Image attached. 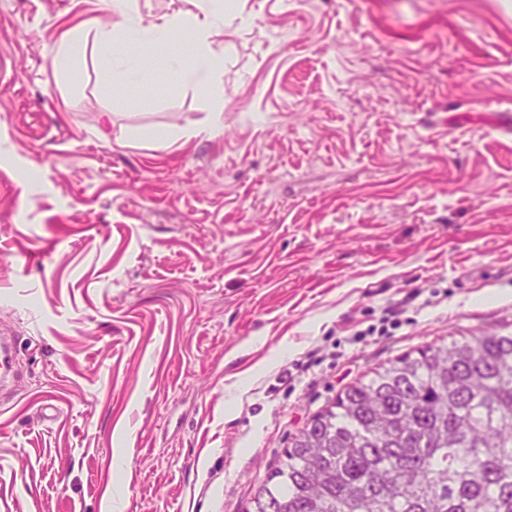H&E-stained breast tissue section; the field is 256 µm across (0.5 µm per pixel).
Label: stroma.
I'll return each instance as SVG.
<instances>
[{
  "mask_svg": "<svg viewBox=\"0 0 512 512\" xmlns=\"http://www.w3.org/2000/svg\"><path fill=\"white\" fill-rule=\"evenodd\" d=\"M246 9L217 113L163 50L55 74L105 0H0V512H247L348 386L512 332V0ZM400 314L397 304L390 305L384 309V315L379 319V325L372 324L364 330L355 331L354 336L357 337V340L373 336L376 333L378 336H386L390 334L389 328L396 329L401 326Z\"/></svg>",
  "mask_w": 512,
  "mask_h": 512,
  "instance_id": "stroma-1",
  "label": "stroma"
}]
</instances>
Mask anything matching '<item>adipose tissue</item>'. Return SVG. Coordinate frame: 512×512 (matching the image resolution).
Returning <instances> with one entry per match:
<instances>
[{"label":"adipose tissue","instance_id":"ef3b65f1","mask_svg":"<svg viewBox=\"0 0 512 512\" xmlns=\"http://www.w3.org/2000/svg\"><path fill=\"white\" fill-rule=\"evenodd\" d=\"M109 8L122 17L121 27L68 31L48 47L51 62L69 70L106 62L117 81L136 83L146 77L139 66L140 54L167 45L173 33L185 32L190 36L193 54L187 58L172 53L171 69L203 91L223 74L224 58L214 51L211 42L213 35L224 29V10L217 0H201L197 11L166 14L144 26L129 22L131 14L139 10L137 0H110Z\"/></svg>","mask_w":512,"mask_h":512}]
</instances>
